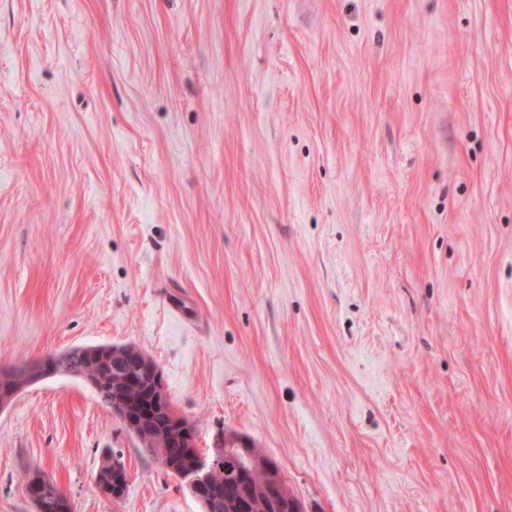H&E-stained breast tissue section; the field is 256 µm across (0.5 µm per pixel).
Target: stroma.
Listing matches in <instances>:
<instances>
[{"label": "stroma", "mask_w": 512, "mask_h": 512, "mask_svg": "<svg viewBox=\"0 0 512 512\" xmlns=\"http://www.w3.org/2000/svg\"><path fill=\"white\" fill-rule=\"evenodd\" d=\"M97 344L304 512H512V0H0V367ZM33 465L202 512L66 376L0 410V512ZM119 458L115 457L112 449L104 455V461L96 476V483L99 490L108 497L121 499L128 486V471L123 460V455L119 453Z\"/></svg>", "instance_id": "35a3bbf8"}]
</instances>
